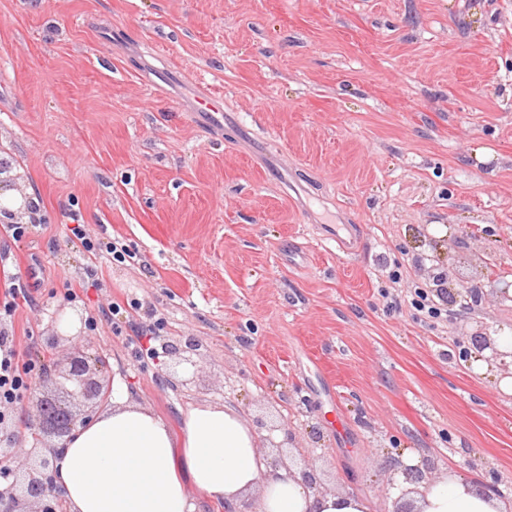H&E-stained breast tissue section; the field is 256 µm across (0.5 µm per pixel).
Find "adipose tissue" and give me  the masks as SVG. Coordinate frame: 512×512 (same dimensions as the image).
Masks as SVG:
<instances>
[{
  "label": "adipose tissue",
  "instance_id": "adipose-tissue-1",
  "mask_svg": "<svg viewBox=\"0 0 512 512\" xmlns=\"http://www.w3.org/2000/svg\"><path fill=\"white\" fill-rule=\"evenodd\" d=\"M180 416L172 432L115 379L111 409L58 451L55 483L70 512H201L209 502L240 512L251 494L256 512H376L365 496L317 490L302 469L274 465L234 406L203 403ZM402 490L415 512L508 510L496 492L452 471Z\"/></svg>",
  "mask_w": 512,
  "mask_h": 512
}]
</instances>
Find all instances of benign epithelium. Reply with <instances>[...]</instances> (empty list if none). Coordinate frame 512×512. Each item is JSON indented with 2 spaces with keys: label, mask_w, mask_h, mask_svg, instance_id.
<instances>
[{
  "label": "benign epithelium",
  "mask_w": 512,
  "mask_h": 512,
  "mask_svg": "<svg viewBox=\"0 0 512 512\" xmlns=\"http://www.w3.org/2000/svg\"><path fill=\"white\" fill-rule=\"evenodd\" d=\"M483 279L499 303L512 300L511 269L491 260L485 265ZM472 342L481 352L491 350L492 359L512 357L511 351L498 350L491 337L483 332L476 333ZM49 384L59 386L67 397L62 399L45 392L44 387ZM110 391V383L96 376L89 356L77 346L67 353L54 375L42 373L38 376L31 392L33 414L27 421L32 437L31 447H23L22 438L17 434H0V465L5 478L9 479L6 487H0V512H59L62 499L54 483L56 454L73 436L78 425L92 420L93 410L108 399ZM76 399L89 403L82 414L73 409L72 401ZM47 436L56 438L58 443H47ZM31 501L37 504L33 511L27 510Z\"/></svg>",
  "instance_id": "1"
}]
</instances>
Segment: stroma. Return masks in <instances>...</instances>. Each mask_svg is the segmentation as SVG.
I'll list each match as a JSON object with an SVG mask.
<instances>
[{
    "instance_id": "35a3bbf8",
    "label": "stroma",
    "mask_w": 512,
    "mask_h": 512,
    "mask_svg": "<svg viewBox=\"0 0 512 512\" xmlns=\"http://www.w3.org/2000/svg\"><path fill=\"white\" fill-rule=\"evenodd\" d=\"M0 148L42 216L0 232L30 377L73 314L171 425L227 401L324 489L387 502L413 449L512 498V395L469 356L512 326L482 278L512 266V0H0ZM450 270L478 293L420 320ZM186 336L190 366L162 349ZM80 224L70 228L69 230L72 234L81 241V244L84 250L96 257L99 254L107 253L111 255L113 260L118 262H123L126 260V256H129L127 249L124 247L122 243L113 238L112 240L108 239L104 241L102 239L92 240L83 233V230L80 227ZM414 309L426 319H440L443 309L438 307L430 298L429 292L423 288L414 289L412 299Z\"/></svg>"
}]
</instances>
